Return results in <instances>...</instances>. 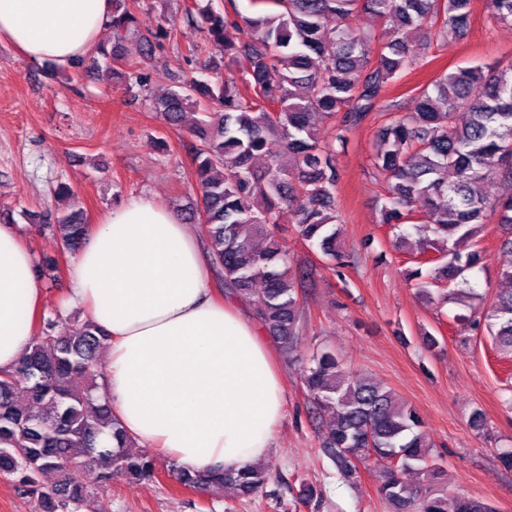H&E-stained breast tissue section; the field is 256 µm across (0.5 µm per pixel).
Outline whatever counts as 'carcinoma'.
<instances>
[{
    "instance_id": "obj_1",
    "label": "carcinoma",
    "mask_w": 512,
    "mask_h": 512,
    "mask_svg": "<svg viewBox=\"0 0 512 512\" xmlns=\"http://www.w3.org/2000/svg\"><path fill=\"white\" fill-rule=\"evenodd\" d=\"M473 0H250L251 17L207 2L186 11L187 22H201L206 39L224 47L229 74L183 81L154 109L176 127L185 114L204 105L190 128L199 144L192 157L199 200L186 219L204 225L213 260L237 296L251 304L263 326L287 356L301 341L299 306L288 249L272 227L287 208L296 232L333 265L341 264L336 240V145L381 102L388 88L417 65L419 53L399 36L415 27L463 33ZM360 13L393 21L392 34L355 28ZM112 45H98L74 63L84 75L109 74L140 86V75L115 64L124 59L126 38L141 29L128 0H112ZM243 32L233 39L228 29ZM175 23L165 21L142 37L144 57L152 58ZM372 154V166L387 180L382 223L398 226L422 213L418 238L403 233L411 250L438 253L430 272L436 283L455 284L444 299L475 295L467 273L485 268V256L470 248L488 218L503 230L500 248L512 252V62L458 69L413 98L412 108H389ZM467 115L454 122L457 113ZM322 115L323 129L311 121ZM268 157L257 170L254 156ZM63 248L80 250L89 231L84 211L58 219ZM495 345L512 354V289L500 291L483 315ZM106 335L94 322L73 330L56 315L42 319L30 349L13 368L0 370V475L20 494L34 499L39 512H91L95 492L83 474L96 467L98 484L117 477L155 476L156 460L138 450L123 431L109 402L98 395L100 354ZM91 385L81 391L71 379ZM312 406L330 411L333 425L322 448L340 475L352 478L357 463L374 457L379 493L390 512H495L483 501L448 497L429 487L441 472L439 455L411 407L391 390L344 367L336 352L313 353L304 375ZM109 436L115 445L99 448ZM57 481L45 487L42 474ZM171 476L186 489L221 497L227 490L246 498L259 493L266 472L255 466L231 471L188 473L169 464ZM425 483L411 484L409 473Z\"/></svg>"
}]
</instances>
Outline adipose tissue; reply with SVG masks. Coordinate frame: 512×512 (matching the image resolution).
<instances>
[{"instance_id": "ef3b65f1", "label": "adipose tissue", "mask_w": 512, "mask_h": 512, "mask_svg": "<svg viewBox=\"0 0 512 512\" xmlns=\"http://www.w3.org/2000/svg\"><path fill=\"white\" fill-rule=\"evenodd\" d=\"M112 0H0V38L61 67L90 54ZM18 229L0 224V368L29 348L45 287ZM209 258L172 210L122 202L92 227L70 303L108 336L103 393L127 435L187 472L240 471L274 450L284 378L272 342L208 288Z\"/></svg>"}]
</instances>
